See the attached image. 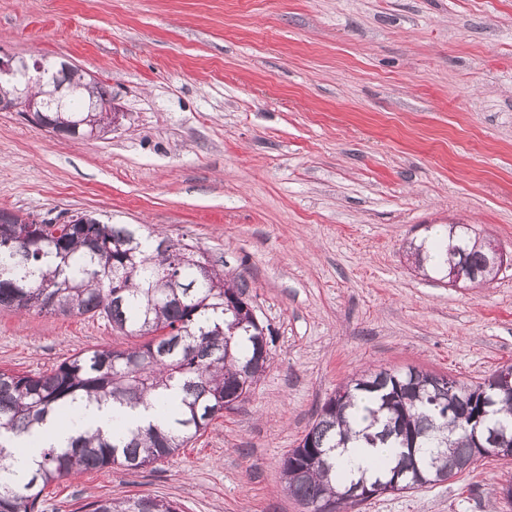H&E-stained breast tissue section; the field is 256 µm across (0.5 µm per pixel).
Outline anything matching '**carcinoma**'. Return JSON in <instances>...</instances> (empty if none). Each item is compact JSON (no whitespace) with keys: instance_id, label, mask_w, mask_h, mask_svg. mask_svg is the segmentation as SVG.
<instances>
[{"instance_id":"1","label":"carcinoma","mask_w":512,"mask_h":512,"mask_svg":"<svg viewBox=\"0 0 512 512\" xmlns=\"http://www.w3.org/2000/svg\"><path fill=\"white\" fill-rule=\"evenodd\" d=\"M111 101L99 83L84 85L64 112L45 113L60 124L72 111L90 124L107 122L88 104ZM62 224L0 209V307L16 311L104 317L112 327L150 340L125 350L100 348L61 363L51 373L0 368V512H36L52 482L117 466L134 473L172 457L224 411L243 405L271 361L257 349L262 331L246 323L224 297L244 294L242 280L212 269L202 278L184 246L133 224ZM479 237L467 224L448 226L431 247L411 246L415 268L443 272L457 254L478 271L476 285L492 280ZM165 279L179 289L161 288ZM163 397L162 425L136 426L104 436L81 432L65 447L40 449L36 469L20 477L14 449L36 439L46 417L80 402L112 401L132 409ZM502 442L512 446V394L490 379L467 385L409 367L364 373L336 389L301 444L282 463L285 489L308 512L327 503L352 505L367 485L394 484L403 474L418 487L456 477ZM345 448H384L374 471L353 472ZM91 512H178L152 496L105 498Z\"/></svg>"}]
</instances>
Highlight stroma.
I'll use <instances>...</instances> for the list:
<instances>
[{
    "mask_svg": "<svg viewBox=\"0 0 512 512\" xmlns=\"http://www.w3.org/2000/svg\"><path fill=\"white\" fill-rule=\"evenodd\" d=\"M0 48L64 60L125 117L70 140L0 112V208L139 224L248 284L273 363L248 402L135 473L63 478L44 512L139 495L179 512H305L282 462L351 377L468 383L512 366V260L483 288L409 242L471 225L512 257V0H0ZM136 337L0 308V368L48 373ZM512 460L345 512H489Z\"/></svg>",
    "mask_w": 512,
    "mask_h": 512,
    "instance_id": "35a3bbf8",
    "label": "stroma"
}]
</instances>
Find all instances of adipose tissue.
<instances>
[{
	"label": "adipose tissue",
	"mask_w": 512,
	"mask_h": 512,
	"mask_svg": "<svg viewBox=\"0 0 512 512\" xmlns=\"http://www.w3.org/2000/svg\"><path fill=\"white\" fill-rule=\"evenodd\" d=\"M155 410L140 408L131 410L113 404L82 403L72 408L66 418L48 416L40 427L45 443L56 446L66 445L76 430H102L103 434H111L116 426H136L156 420Z\"/></svg>",
	"instance_id": "ef3b65f1"
}]
</instances>
